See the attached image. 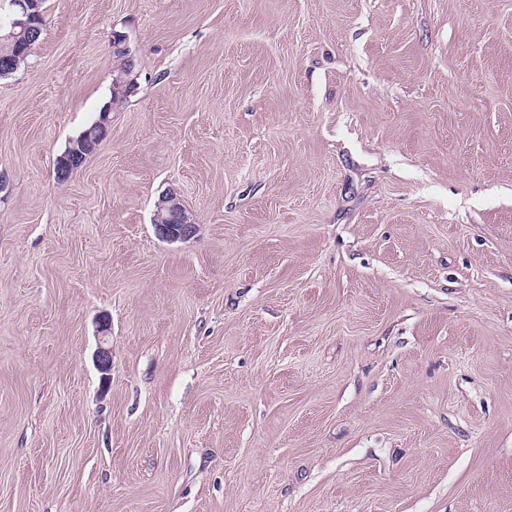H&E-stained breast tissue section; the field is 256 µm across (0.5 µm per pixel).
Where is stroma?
<instances>
[{
	"label": "stroma",
	"mask_w": 512,
	"mask_h": 512,
	"mask_svg": "<svg viewBox=\"0 0 512 512\" xmlns=\"http://www.w3.org/2000/svg\"><path fill=\"white\" fill-rule=\"evenodd\" d=\"M42 13L0 77V512H512V0ZM164 212L169 215V219L164 217ZM154 221L159 235L170 242L184 240L195 230V224H191L186 210L173 196L169 198L165 206L157 211Z\"/></svg>",
	"instance_id": "obj_1"
}]
</instances>
